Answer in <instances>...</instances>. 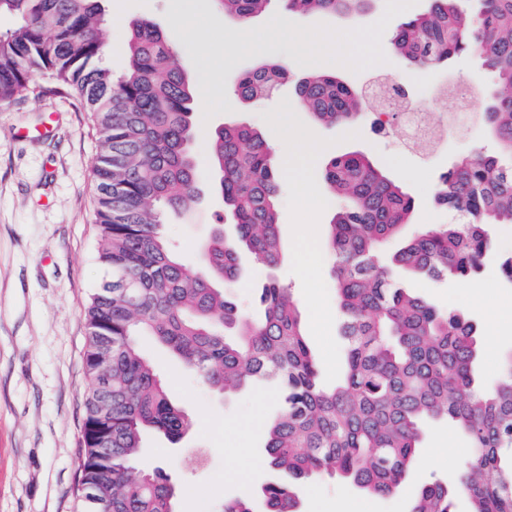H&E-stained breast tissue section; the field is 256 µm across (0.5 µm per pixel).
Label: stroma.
<instances>
[{
  "label": "stroma",
  "mask_w": 512,
  "mask_h": 512,
  "mask_svg": "<svg viewBox=\"0 0 512 512\" xmlns=\"http://www.w3.org/2000/svg\"><path fill=\"white\" fill-rule=\"evenodd\" d=\"M197 0H104L106 60L122 72L131 22L155 21L168 42L178 48L184 70L210 98L207 121L197 122L194 147L201 167H208L212 129L224 122L246 123L271 135L282 119L291 137L301 139V160L278 164L281 195L279 224L283 261L279 277L296 298L315 291L320 315L304 314L307 339L327 379H335L344 342L338 333L332 263L324 261L318 278L305 283L296 275L303 249L323 252L328 226L337 211L336 197L325 190L324 165L333 155L362 152L415 202L416 224H442L450 215L436 209L439 175L460 157L493 147L483 120L487 97L498 85L480 61L460 56L448 65L415 69L394 55L390 37L407 14L419 13L424 0H409V11L390 10V0H370L358 17L297 15L293 31L275 24L283 12L273 0L268 13L252 18L253 33L240 36L236 20L222 28L208 25L196 11ZM325 25L359 30L367 56L349 65L324 58L304 37ZM263 59L288 67L290 82L270 98L243 103L232 88L237 75ZM321 68L340 76L355 90L378 77L430 85H464L474 90L472 110L449 127L432 153L408 151L397 124L379 132L375 115L337 130L302 117L292 97L293 80ZM96 135L88 113L73 100L40 85L27 100L0 106V512H79L77 480L81 458L84 396L89 379L84 368V312L97 290L103 269L96 260L98 226L94 222L92 166ZM322 190L319 211H307L298 190L301 181ZM200 206L187 214L164 218L173 248L189 262L214 225L223 223L224 203L210 195L208 183ZM404 288L440 306L474 315L481 324V375L494 372L512 350V285L496 265H487L476 281L434 282L401 275ZM168 383L171 400L192 419L179 444L147 434L140 467H159L185 483L175 512H219L225 500L237 498L224 475L254 471L247 492L258 500L270 473L261 454L265 424L278 407L273 384L264 383L224 400L175 361L150 338L141 341ZM468 450L449 423L427 427L411 476V487L434 477L454 478ZM351 497L355 512H407L401 497L359 492L332 481L310 479L300 491L301 512H333L337 498Z\"/></svg>",
  "instance_id": "obj_1"
}]
</instances>
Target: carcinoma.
Instances as JSON below:
<instances>
[{
    "label": "carcinoma",
    "instance_id": "obj_1",
    "mask_svg": "<svg viewBox=\"0 0 512 512\" xmlns=\"http://www.w3.org/2000/svg\"><path fill=\"white\" fill-rule=\"evenodd\" d=\"M103 0H0V15L20 19L0 34V104L29 98L40 77L90 114L98 142L93 163L98 259L105 277L85 314L88 343L80 478L95 497L85 512H175L180 485L162 469L133 472L144 435L172 444L192 427L170 400L156 364L137 338L152 336L209 388L228 396L259 379L280 392L262 455L271 479L267 512H299L304 481L334 476L361 492L391 495L408 483L425 427L450 422L469 453L450 483L420 486L412 512H512V352L488 383L479 374V324L399 284L411 272L435 281L475 278L489 262L512 285V254L495 251L491 228L512 224V0H428L391 40L413 68L478 58L507 94L485 109L491 152L459 158L438 178L436 207L446 224L406 233L412 197L369 156L336 154L325 166L329 191L343 199L325 243L332 259L339 332L346 351L339 380L323 382L301 328L292 292L275 274L282 256L279 175L258 130L219 124L208 144L211 188L229 228L216 225L199 261L182 260L161 212L201 203L194 150V84L179 53L149 20L132 24L126 67L100 64ZM271 0H216L224 15L247 19ZM305 14H356L365 0H283ZM288 76L259 62L236 79L246 102L265 98ZM313 120L343 127L362 98L344 80L308 72L295 87ZM268 270L258 315L224 293L245 276L243 257Z\"/></svg>",
    "mask_w": 512,
    "mask_h": 512
}]
</instances>
